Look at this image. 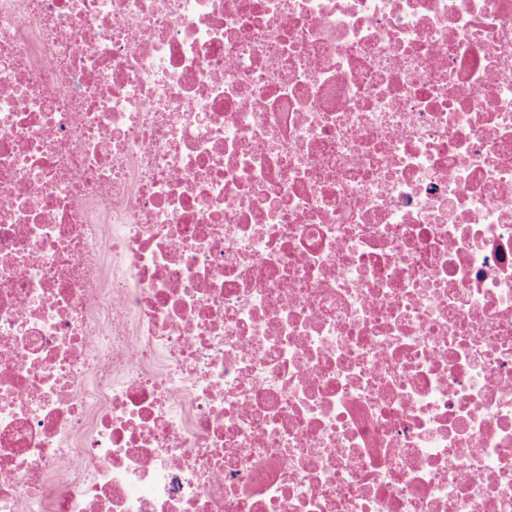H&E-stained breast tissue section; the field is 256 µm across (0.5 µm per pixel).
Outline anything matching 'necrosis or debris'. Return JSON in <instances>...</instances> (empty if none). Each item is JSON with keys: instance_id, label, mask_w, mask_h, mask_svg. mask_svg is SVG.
I'll use <instances>...</instances> for the list:
<instances>
[{"instance_id": "obj_1", "label": "necrosis or debris", "mask_w": 512, "mask_h": 512, "mask_svg": "<svg viewBox=\"0 0 512 512\" xmlns=\"http://www.w3.org/2000/svg\"><path fill=\"white\" fill-rule=\"evenodd\" d=\"M0 512H512V0H0Z\"/></svg>"}]
</instances>
